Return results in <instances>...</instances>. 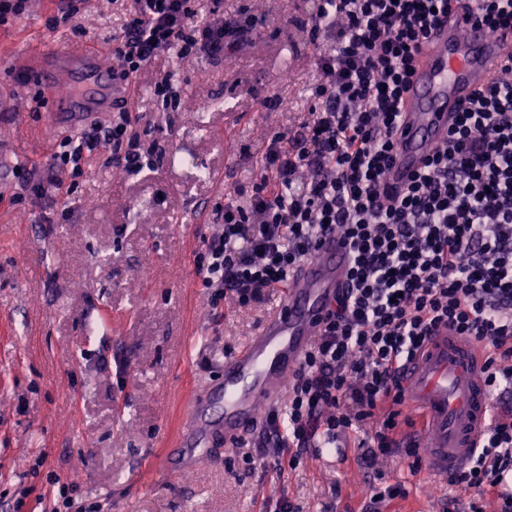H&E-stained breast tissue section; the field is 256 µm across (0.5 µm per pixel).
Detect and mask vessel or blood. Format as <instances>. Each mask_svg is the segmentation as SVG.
I'll list each match as a JSON object with an SVG mask.
<instances>
[{
    "label": "vessel or blood",
    "instance_id": "obj_1",
    "mask_svg": "<svg viewBox=\"0 0 512 512\" xmlns=\"http://www.w3.org/2000/svg\"><path fill=\"white\" fill-rule=\"evenodd\" d=\"M66 50L49 47L33 72L54 94L53 118L77 120L88 107L109 112L130 108L131 81L113 82L91 51L75 55L78 84L57 64ZM512 61V27L488 33L468 12L458 10L421 47L404 100L387 189L400 190L424 164L429 150L444 142L457 112L498 77ZM352 253L344 239L330 234L295 269L278 306L257 333L224 359V374L214 385L197 387L180 413L176 447L167 449L171 477L207 462L215 437L225 446L260 439L264 412L279 406L334 307L350 286ZM486 353L480 343L441 330L400 372L405 404L419 427L407 443L425 445L426 465L444 475L463 466L477 448L494 402L485 382Z\"/></svg>",
    "mask_w": 512,
    "mask_h": 512
}]
</instances>
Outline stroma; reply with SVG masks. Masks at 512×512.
<instances>
[{
    "label": "stroma",
    "instance_id": "obj_1",
    "mask_svg": "<svg viewBox=\"0 0 512 512\" xmlns=\"http://www.w3.org/2000/svg\"><path fill=\"white\" fill-rule=\"evenodd\" d=\"M68 0H29L0 25V112L14 165L0 195V512H44L70 483L75 498L105 512H258L286 496L302 512H364L377 480L405 496L382 512H469L471 499L426 466L397 457L366 465L310 454L275 471L254 449H237L170 477L163 449L175 442L180 405L201 378L217 377L279 303L211 308L194 258L212 224L192 223L194 202L252 193L268 138L307 117L318 56L306 29L310 0H197L198 21L220 26L229 47L189 62L161 54L134 80L133 112L155 124L150 167L102 168L103 146L77 178L71 208H45L21 191L18 165L48 168L69 123L36 78L12 61L52 43L112 58L128 0H84L74 25L55 20ZM173 77L178 101L163 107L155 85ZM213 101L212 109L197 106ZM224 190L216 192L215 177ZM28 496H20L21 488Z\"/></svg>",
    "mask_w": 512,
    "mask_h": 512
}]
</instances>
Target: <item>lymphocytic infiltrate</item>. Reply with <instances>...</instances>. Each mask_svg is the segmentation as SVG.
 I'll return each instance as SVG.
<instances>
[{
	"instance_id": "f902f5d3",
	"label": "lymphocytic infiltrate",
	"mask_w": 512,
	"mask_h": 512,
	"mask_svg": "<svg viewBox=\"0 0 512 512\" xmlns=\"http://www.w3.org/2000/svg\"><path fill=\"white\" fill-rule=\"evenodd\" d=\"M458 5L474 7L489 29L512 26V0H318L310 34L320 79L310 118L294 135L269 139L250 199L230 195L216 205L214 230L195 258L211 305L246 307L286 287L322 236L350 246L351 288L266 420L264 446L289 467L351 433L366 462L417 457L397 437V372L439 328L485 343L490 391L512 388V64L457 114L405 190L384 188L420 45ZM170 50L187 61L223 53L224 30L200 27L190 0H131L112 39L119 77ZM150 134L127 110L93 121L60 140L54 175L25 180L22 190L68 203L61 171L81 172L104 144L110 162L139 172L156 151ZM511 472L512 412L496 411L448 483L494 489L500 512H512V492L502 489Z\"/></svg>"
}]
</instances>
